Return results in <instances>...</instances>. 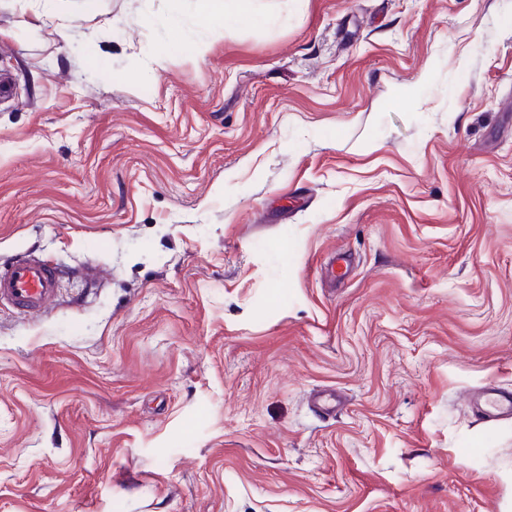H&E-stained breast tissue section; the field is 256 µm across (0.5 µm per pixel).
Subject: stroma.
I'll list each match as a JSON object with an SVG mask.
<instances>
[{"label": "stroma", "mask_w": 512, "mask_h": 512, "mask_svg": "<svg viewBox=\"0 0 512 512\" xmlns=\"http://www.w3.org/2000/svg\"><path fill=\"white\" fill-rule=\"evenodd\" d=\"M258 6L0 0V512H512V0ZM255 0H207L209 16L216 21L220 28L228 18L249 15L256 17ZM59 281L52 264L34 256L17 258L0 266V303L40 312L53 301Z\"/></svg>", "instance_id": "obj_1"}]
</instances>
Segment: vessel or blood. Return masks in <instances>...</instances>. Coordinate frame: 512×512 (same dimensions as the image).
I'll return each mask as SVG.
<instances>
[{
    "instance_id": "b4317fda",
    "label": "vessel or blood",
    "mask_w": 512,
    "mask_h": 512,
    "mask_svg": "<svg viewBox=\"0 0 512 512\" xmlns=\"http://www.w3.org/2000/svg\"><path fill=\"white\" fill-rule=\"evenodd\" d=\"M60 275L55 266L24 256L0 266V303L36 313L45 309L58 290Z\"/></svg>"
}]
</instances>
